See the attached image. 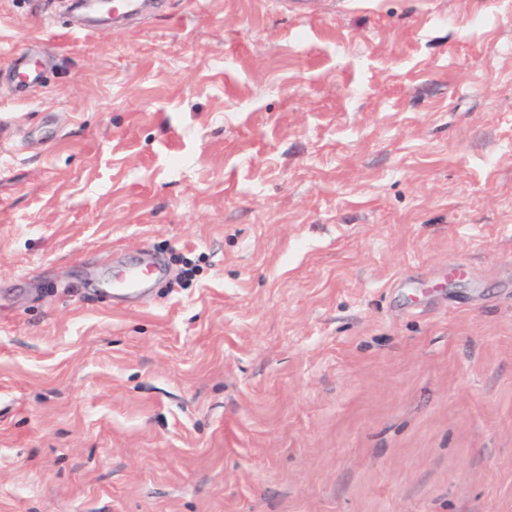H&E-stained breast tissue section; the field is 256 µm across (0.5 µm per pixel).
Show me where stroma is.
<instances>
[{"label": "stroma", "mask_w": 512, "mask_h": 512, "mask_svg": "<svg viewBox=\"0 0 512 512\" xmlns=\"http://www.w3.org/2000/svg\"><path fill=\"white\" fill-rule=\"evenodd\" d=\"M315 2L0 0V512H512V0ZM112 20L127 21L143 14L145 7L153 0H113ZM163 269L162 261L153 257L144 267L130 269L119 279L113 277L112 282L106 279L104 286L98 289L110 299L142 297L150 279L162 273Z\"/></svg>", "instance_id": "1"}]
</instances>
